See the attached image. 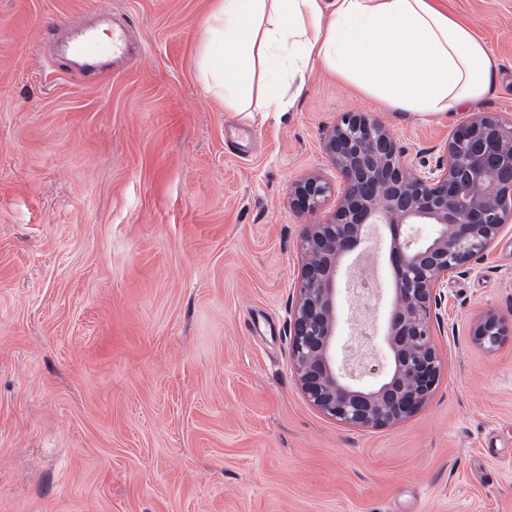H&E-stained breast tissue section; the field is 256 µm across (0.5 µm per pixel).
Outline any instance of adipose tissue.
<instances>
[{"label":"adipose tissue","instance_id":"obj_1","mask_svg":"<svg viewBox=\"0 0 512 512\" xmlns=\"http://www.w3.org/2000/svg\"><path fill=\"white\" fill-rule=\"evenodd\" d=\"M199 78L228 112H283L321 64L398 112L422 118L484 98L486 44L436 0H216Z\"/></svg>","mask_w":512,"mask_h":512}]
</instances>
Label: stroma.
Instances as JSON below:
<instances>
[{
	"label": "stroma",
	"mask_w": 512,
	"mask_h": 512,
	"mask_svg": "<svg viewBox=\"0 0 512 512\" xmlns=\"http://www.w3.org/2000/svg\"><path fill=\"white\" fill-rule=\"evenodd\" d=\"M498 62L488 97L420 118L322 68L286 112L225 111L197 59L215 0H0V512H512V228L448 279L447 367L382 429L314 408L288 362L309 222L291 187L335 180L324 134L370 112L432 165L469 116L512 119V0H440ZM125 28L97 78L41 42ZM344 296L339 346L370 387L392 268L383 228ZM508 334L512 335V322L507 325L503 318L488 312L477 320L472 336L474 342L480 347L487 351H494Z\"/></svg>",
	"instance_id": "obj_1"
}]
</instances>
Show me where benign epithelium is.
Wrapping results in <instances>:
<instances>
[{
	"label": "benign epithelium",
	"mask_w": 512,
	"mask_h": 512,
	"mask_svg": "<svg viewBox=\"0 0 512 512\" xmlns=\"http://www.w3.org/2000/svg\"><path fill=\"white\" fill-rule=\"evenodd\" d=\"M338 173L296 182L293 194L313 217L299 243L301 268L288 310V354L304 397L353 429L394 426L416 414L434 394L444 361L435 341L448 276L464 275L512 224V121L477 113L444 144L434 167L406 163L393 134L367 112H346L323 139ZM330 216L322 215L329 199ZM389 233L394 271L392 304L383 328L391 370L374 388L336 354L340 281L367 228ZM431 224L425 240L414 225ZM512 324L488 312L473 329L476 344L497 349Z\"/></svg>",
	"instance_id": "benign-epithelium-1"
}]
</instances>
